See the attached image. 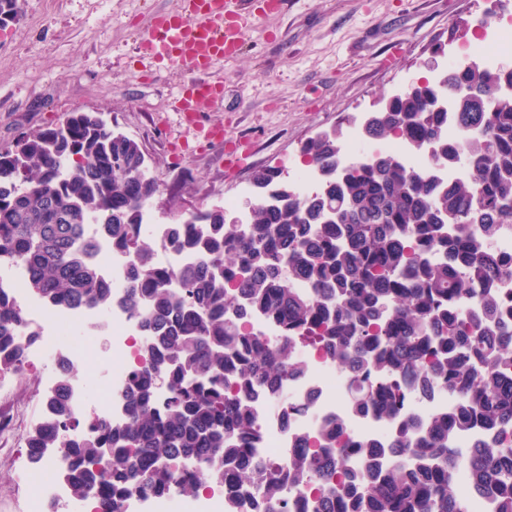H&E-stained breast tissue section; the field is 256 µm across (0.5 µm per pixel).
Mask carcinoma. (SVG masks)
Returning a JSON list of instances; mask_svg holds the SVG:
<instances>
[{"mask_svg":"<svg viewBox=\"0 0 512 512\" xmlns=\"http://www.w3.org/2000/svg\"><path fill=\"white\" fill-rule=\"evenodd\" d=\"M450 122L463 141H448ZM361 132L424 150L429 163L415 169L386 153L342 167L339 124L303 147L321 175L310 191L260 169L249 223H226L218 206L169 225L171 248L198 253L178 272L156 265L142 228L158 186L139 144L97 113L71 112L66 125L0 149V260L21 264L48 306H120L143 336L125 419L68 439L79 421L64 376L29 432L30 463L59 449L72 498L94 496L99 512L174 485L195 495L228 475L261 490L264 512H289L258 455L254 403L283 398L284 382L304 373L297 351L310 336L345 373L352 412L396 429L387 444L349 445L344 420H323L317 447L288 463L312 512H468L461 471L491 512H512V311L494 291L512 282V255L491 247L512 229V69L463 64L413 82L382 99ZM456 167L462 173L441 183L439 172ZM100 238L133 257L119 291L96 263ZM250 314L274 322L282 339L270 347L254 337ZM21 321L0 293V375L21 372ZM444 389L458 399L450 411L424 417L402 404L409 392L429 401ZM472 426L484 435L459 447ZM181 463L196 480L177 479Z\"/></svg>","mask_w":512,"mask_h":512,"instance_id":"carcinoma-1","label":"carcinoma"}]
</instances>
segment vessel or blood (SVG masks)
<instances>
[{
	"label": "vessel or blood",
	"mask_w": 512,
	"mask_h": 512,
	"mask_svg": "<svg viewBox=\"0 0 512 512\" xmlns=\"http://www.w3.org/2000/svg\"><path fill=\"white\" fill-rule=\"evenodd\" d=\"M242 19V0H184L182 12L154 19L141 47L154 61H187L205 71L215 61L239 53ZM222 93L221 82L196 79L179 88L172 109L192 123L201 104Z\"/></svg>",
	"instance_id": "1"
}]
</instances>
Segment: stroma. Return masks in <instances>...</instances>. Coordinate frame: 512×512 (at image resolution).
<instances>
[{
  "mask_svg": "<svg viewBox=\"0 0 512 512\" xmlns=\"http://www.w3.org/2000/svg\"><path fill=\"white\" fill-rule=\"evenodd\" d=\"M493 0H284L247 17L239 55L216 61L210 77L224 92L198 125L170 109L182 84L198 78L186 61L143 68L139 43L154 18L181 0H22L16 24L0 29V147L68 113L98 111L144 149L159 184L155 215L236 204L254 197L252 175L277 168L295 175L301 147L348 114L373 109L411 82L476 53V19ZM470 28L451 40L461 23ZM444 52L434 55L436 45ZM221 129L223 140L200 127ZM244 140V164L228 167L225 140ZM44 370L0 377V414L21 403L12 447H0V512H29L26 439L41 417Z\"/></svg>",
  "mask_w": 512,
  "mask_h": 512,
  "instance_id": "35a3bbf8",
  "label": "stroma"
}]
</instances>
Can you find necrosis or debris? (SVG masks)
<instances>
[{
  "label": "necrosis or debris",
  "instance_id": "obj_1",
  "mask_svg": "<svg viewBox=\"0 0 512 512\" xmlns=\"http://www.w3.org/2000/svg\"><path fill=\"white\" fill-rule=\"evenodd\" d=\"M383 152L400 155L415 168L426 167L428 162L426 153L406 151L397 141L370 146L356 129L351 130L344 143L341 161L358 164ZM0 285L14 297L22 310L18 329L20 339L27 340L32 332L37 335L35 343H30L26 350L27 360L51 356L71 363H94L104 371V385L94 396L90 395L85 378L75 375L70 379L73 411L90 419L89 424L78 427V437L90 435L91 422L104 418L122 421L126 416L122 391L137 365L136 347L142 340L138 321L123 308H113L108 318L111 345L105 350L96 336L99 320L96 311L72 313L46 307L26 288L25 271L18 264L0 267ZM300 358L306 366L305 375L286 381L284 389L289 399L309 403V412L287 418L278 403L259 401L254 405L256 423L262 433L259 447L267 461L287 467L297 439L315 437L319 421L329 416L346 421L348 432L354 438L385 441L392 437L393 424L352 414L346 379L323 350L305 347ZM63 465L61 454H52L37 473L29 475L34 493V512H45L53 504L59 505L61 512H90L87 502L71 499L69 489L60 476ZM259 501L253 489L244 488L231 493L224 484L218 483L189 499L174 490L159 496L133 494L126 498L123 512H259Z\"/></svg>",
  "mask_w": 512,
  "mask_h": 512
}]
</instances>
